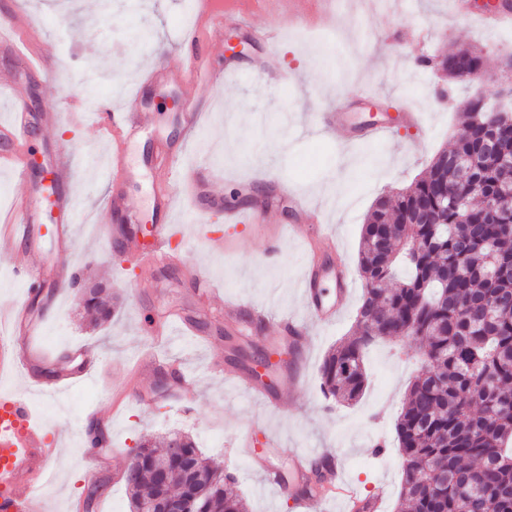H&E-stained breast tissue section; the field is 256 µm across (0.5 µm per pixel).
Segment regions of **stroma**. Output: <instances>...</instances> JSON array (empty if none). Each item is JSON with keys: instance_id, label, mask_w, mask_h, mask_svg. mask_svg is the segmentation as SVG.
<instances>
[{"instance_id": "1", "label": "stroma", "mask_w": 512, "mask_h": 512, "mask_svg": "<svg viewBox=\"0 0 512 512\" xmlns=\"http://www.w3.org/2000/svg\"><path fill=\"white\" fill-rule=\"evenodd\" d=\"M102 3L82 0V11L68 13L52 0H0V22L28 13L48 50L45 76L22 69L15 57L0 52V73L15 74L25 86L28 109L73 98L84 108L79 120L65 112L55 127L36 126L30 134L31 177H41L57 152L67 153L75 173L71 190L81 211L71 255L80 270L78 287L61 291L55 308L45 311L36 343L57 360L79 349L92 350L100 373L85 386L53 397L30 390L19 373L6 382L49 430L63 431L67 441L32 512H129L118 476L130 448L142 437L176 431L192 435L207 457L235 473L249 512H303L286 489L262 486L248 451L237 442L246 429L252 430L256 448H263L266 436L276 439L274 462L283 471L294 454L315 448L338 452L348 481L367 496L385 488L383 512H395L402 486L395 422L420 367L419 344L393 337L371 346L366 354L369 384L349 405L324 400L319 366L329 348L354 329L363 293L356 275L361 231L376 200L423 175L439 151L451 149L461 129L459 109L469 89L439 70L419 66V59L475 46L486 55V77L500 80V60L512 54V25L484 26L477 17L449 11L448 0H412L392 8L384 21L361 0H260L252 21L280 26L282 63L295 72L296 81L283 85L247 68L262 48L244 38L242 30H206L207 51L218 62L227 58L230 40L244 38L238 77L217 86L216 108L203 113L199 133L189 140L182 137L179 87L167 83L146 90L139 99L144 128L130 146L126 170L114 177L104 163L112 145L92 114L101 103L117 104L131 96L146 64L177 71L182 18L190 0H112L108 11ZM362 85L374 99L355 107L354 123L389 118L407 103L423 112L424 128H397L386 141L350 146L342 144L339 130L316 133L337 99ZM163 143L177 155L178 170L189 171L204 160L218 163L225 178L211 191L225 203H232L234 190L244 183L273 194L272 224L302 223L282 190L283 184L293 185L319 210L355 274L352 296L336 323L306 325L302 385L291 410L268 408L262 398L248 396L242 384L213 376L211 364L219 359L248 376L278 332L272 324L262 333L238 334L236 325L224 319L226 292H234L239 302L269 303L303 315L297 284L307 255L299 238L287 236L280 257L269 260L257 238L245 231L238 235L237 250L227 254L208 245L209 238L224 234L223 212L205 217L181 210L179 235L172 242L178 261H158L147 272L116 255L124 230L116 219L101 220L105 201L122 195L135 203L139 224L156 223L155 151ZM190 265L201 268L216 286L209 300L199 299L186 274ZM98 282L118 295L120 307L111 322L91 328L81 317L79 290ZM171 308L182 312L185 324L173 329L169 342L152 345L150 321ZM150 345L159 357L179 360L195 377L193 400L165 398L157 371L139 381L141 390L153 393L152 402L127 393L133 356ZM92 410L98 419L111 420L112 427L111 444L103 450L106 461L90 479L80 436L94 422L88 416ZM379 442L386 448L377 457L373 447Z\"/></svg>"}]
</instances>
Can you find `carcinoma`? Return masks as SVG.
<instances>
[{"instance_id":"1","label":"carcinoma","mask_w":512,"mask_h":512,"mask_svg":"<svg viewBox=\"0 0 512 512\" xmlns=\"http://www.w3.org/2000/svg\"><path fill=\"white\" fill-rule=\"evenodd\" d=\"M483 67L475 47L434 62L445 70L459 57ZM498 102L469 97L454 148L435 157L408 188L380 198L363 225L359 270L364 281L353 334L332 345L319 369L324 396L358 400L367 387L364 358L379 338L423 341L424 366L410 383L395 429L403 483L398 512H512V197L483 143L512 154V117ZM498 199L496 217L486 213ZM85 308L112 320L118 298L87 288ZM181 461L161 470L170 440ZM122 482L130 512L177 497L186 512H245L236 476L203 457L181 432L161 446L140 439L128 453ZM439 473L432 485L425 470Z\"/></svg>"}]
</instances>
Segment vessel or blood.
I'll use <instances>...</instances> for the list:
<instances>
[{"label":"vessel or blood","mask_w":512,"mask_h":512,"mask_svg":"<svg viewBox=\"0 0 512 512\" xmlns=\"http://www.w3.org/2000/svg\"><path fill=\"white\" fill-rule=\"evenodd\" d=\"M202 22L212 29L223 28L232 23L242 28H250L251 22L246 13L209 10L202 16ZM31 18L17 14L0 23V48L16 52L12 41V31L30 25ZM236 66H228L224 72H214L208 56L197 34L190 28L185 32L183 62L177 78L183 89L181 107L186 124L184 133H192L200 113L208 111L213 102V92L224 77L235 74ZM52 125L58 120L56 112L48 110L31 115L15 112L10 122L0 124V169H9L13 178L26 181L29 153V126L32 120ZM100 126L112 133V157L114 167L125 164L128 146L142 128V114L136 107L135 99H128L119 107H101L97 112ZM331 127L347 131L348 141L362 143L378 139L391 133L387 124H374L363 129L352 128L347 113H337L330 122ZM48 186H36L26 193L15 196L11 213L0 221V245L19 255L16 274L26 294L32 295L48 288H68L75 284L79 273L70 261L75 243L74 226L78 220V205L74 194L70 193L72 170L64 160H55L47 172ZM219 173L216 168H205L203 173L192 174L191 178L175 180L168 188L154 192V205L161 212V223L151 230V252L143 254L139 245L131 244L127 252L131 259L152 266L154 259L164 256L171 238L170 228L174 210L181 198H189L194 211L208 210L213 200L208 194ZM268 205L259 200L249 209L226 208L230 220L225 249H232V235L238 227L244 226L257 235L267 255L277 256L283 247V228L278 224L267 223ZM51 238L61 257L60 262L48 264L41 246L44 238ZM323 264L317 257H309L305 275L299 282L305 318L309 317L324 325L334 324L350 296L352 282L345 272L336 274V296L327 298L320 286ZM224 311L229 320H237L243 314H251L254 331H263L270 323H278L283 339L295 347H302L304 339V318L284 315L273 317L270 309L260 308L249 303L226 304ZM9 333L0 336V376L12 374L18 368L29 367L31 361L40 354L31 345L35 330L42 325L41 315L29 304L7 309ZM301 385L299 374L289 375L279 394L272 401L275 410L282 411L293 406L295 395ZM62 441L49 435L23 396L17 392L0 390V512H31L28 494L43 484L52 462L62 451ZM311 456H304L295 464L289 475H281L273 463H265L261 470L262 481L270 487L289 485L297 488L310 484ZM334 497L342 503L345 512H379L384 496L376 494L371 499L360 497L355 487L343 478L335 480ZM311 498L321 499L320 487L311 486Z\"/></svg>","instance_id":"vessel-or-blood-1"}]
</instances>
